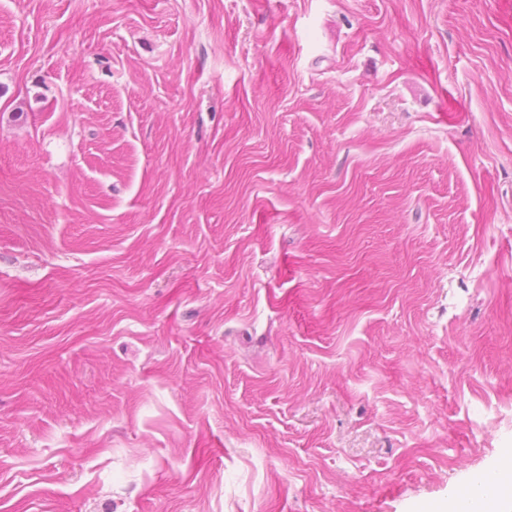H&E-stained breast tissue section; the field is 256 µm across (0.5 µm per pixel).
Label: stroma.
Returning a JSON list of instances; mask_svg holds the SVG:
<instances>
[{"instance_id":"obj_1","label":"stroma","mask_w":512,"mask_h":512,"mask_svg":"<svg viewBox=\"0 0 512 512\" xmlns=\"http://www.w3.org/2000/svg\"><path fill=\"white\" fill-rule=\"evenodd\" d=\"M512 448V0H0V512H416Z\"/></svg>"}]
</instances>
